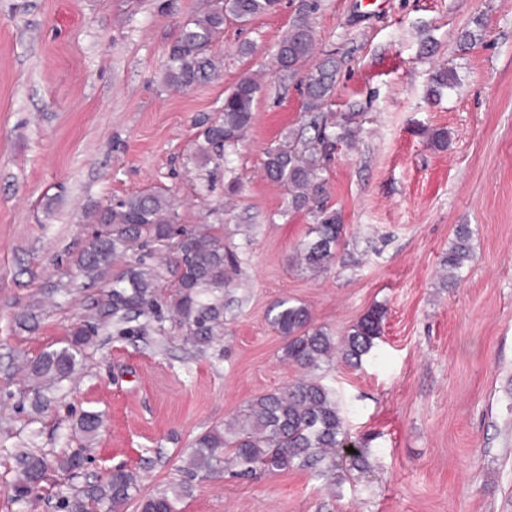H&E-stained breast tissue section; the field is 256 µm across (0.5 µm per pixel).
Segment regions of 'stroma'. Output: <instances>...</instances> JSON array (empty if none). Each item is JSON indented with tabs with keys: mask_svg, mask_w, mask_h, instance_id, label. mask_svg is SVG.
Masks as SVG:
<instances>
[{
	"mask_svg": "<svg viewBox=\"0 0 512 512\" xmlns=\"http://www.w3.org/2000/svg\"><path fill=\"white\" fill-rule=\"evenodd\" d=\"M297 5L227 22L221 74L174 91L162 81L167 51L201 0H0V512H63L120 465L146 494L183 479L200 434L301 376L268 319L284 298L335 337L385 308L361 367L337 357L319 372L368 466L336 485L303 470H226L197 484L183 512H512V0H321L316 52L340 62L327 113L354 119L322 173L344 232L316 277L295 254L311 215L261 168L306 121L300 89L272 68ZM442 67L458 85L438 93ZM258 71L232 168L199 161L201 121ZM440 128L443 150L429 143ZM151 185L170 190L179 223L218 225L238 256L222 334L194 346L163 303L106 323L77 378L35 406L24 364L85 324L113 277L144 264L159 297L171 292L174 271L152 243L95 278L77 266L94 212ZM461 224L473 258L447 284L441 260ZM86 411L102 425L84 443L75 426ZM26 448L79 449L86 465L21 499Z\"/></svg>",
	"mask_w": 512,
	"mask_h": 512,
	"instance_id": "1",
	"label": "stroma"
}]
</instances>
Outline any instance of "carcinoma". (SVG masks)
Listing matches in <instances>:
<instances>
[{
  "instance_id": "1",
  "label": "carcinoma",
  "mask_w": 512,
  "mask_h": 512,
  "mask_svg": "<svg viewBox=\"0 0 512 512\" xmlns=\"http://www.w3.org/2000/svg\"><path fill=\"white\" fill-rule=\"evenodd\" d=\"M277 0H205L203 8L180 26L176 41L168 50L163 81L177 89H187L219 75L212 48L224 33L228 19L247 24L275 12ZM320 8V0H300L298 13L277 44L276 72L282 81L303 86L304 109L312 114L314 136L303 138L289 132L285 141L264 153L262 168L267 178L284 188L288 203L296 211L314 218L307 239L297 248L305 269L318 274L330 269L336 259L335 248L342 238L341 213L328 205L321 178V161L335 144L350 135L343 124H328L317 113L327 107L334 88L338 61L327 56L307 74L301 68L313 58L316 34L309 18ZM261 88L260 77L247 74L224 93V105L214 121L201 131L195 144L198 157L209 161L223 157L224 148L241 141L254 121V104ZM178 215L168 190L152 186L99 210L98 224L89 247L77 265L88 277L99 276L119 253L152 241L166 248L169 263L177 274L172 294L167 299L180 327L197 347L211 344L224 325V291L230 286L228 270L237 266L236 254L224 247V238L210 226L188 230L177 225ZM472 259L471 230L460 224L443 257L448 282H454ZM156 279L151 270L139 267L112 279V292L99 305L102 323L132 312L143 313L158 304ZM271 322L283 337V357L308 373L288 388L250 400L243 413L224 429L200 434L190 452L188 479L171 490L143 495L133 473L123 466L114 468L106 481L89 495L95 504L121 509L137 502L138 512H181V503L193 493V480L213 475L223 459L236 467L234 475L250 476L261 470L269 473L290 469L317 476L341 478L336 472V449L349 442L345 419L336 401V392L310 373L330 361L336 352L352 366L375 346L382 333L386 311L369 309L340 341L325 328L312 324L302 304L289 299L277 301L270 309ZM98 334V325L84 324L70 334L64 345L48 348L28 364L29 375L39 389L51 392L70 380L82 366L83 348ZM101 415L86 412L77 421L83 435L93 438ZM21 478L16 485L18 498L38 489L51 466L75 475L85 464V456L75 451L54 462L33 450L20 454Z\"/></svg>"
}]
</instances>
